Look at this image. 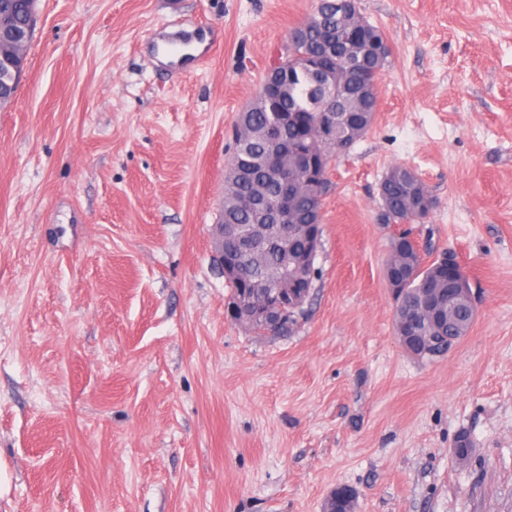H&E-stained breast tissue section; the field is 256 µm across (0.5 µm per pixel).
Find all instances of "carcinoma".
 <instances>
[{
    "label": "carcinoma",
    "mask_w": 512,
    "mask_h": 512,
    "mask_svg": "<svg viewBox=\"0 0 512 512\" xmlns=\"http://www.w3.org/2000/svg\"><path fill=\"white\" fill-rule=\"evenodd\" d=\"M36 0H0V18L11 28L22 30L35 26ZM30 43H16L5 38L0 25V108L11 104L18 81L7 61L27 54ZM391 55L390 39L360 14L358 6L348 12L336 8V0H318L315 11L305 21L290 29L281 53L285 61L282 77L267 74L261 85L263 94L255 93L235 126V143L224 171V203L221 224H239L250 228L261 223L264 209L280 193L278 183L269 180L274 165L307 169L313 163H326L334 154L349 149L372 127L378 110V81ZM308 60L322 69L336 73L343 89L326 106L336 117L339 136L334 144L324 143L317 132L319 103L310 92L308 74L292 62ZM276 123L283 129L288 143L299 151L286 159L275 158L270 149L268 130ZM329 191L327 178L313 185L302 182L296 198L302 211L316 217L322 211ZM381 224H423L435 206L431 192L409 166L390 167L378 188ZM413 230L404 229L390 238L384 264L388 286L401 292L398 311L411 312L429 296L442 294L443 308L450 311L451 322L470 329L477 315V305L468 299L458 304L448 291L444 272L448 252L425 263L424 253L411 243ZM307 247L301 232L288 237V253L265 251L257 261L243 260L239 265L240 281L273 274L283 264H300ZM402 347L415 357L437 361L448 354L447 340H434L427 348L413 344Z\"/></svg>",
    "instance_id": "1"
}]
</instances>
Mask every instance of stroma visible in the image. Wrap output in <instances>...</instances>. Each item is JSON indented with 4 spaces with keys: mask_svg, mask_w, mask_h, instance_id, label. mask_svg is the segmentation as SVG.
I'll return each mask as SVG.
<instances>
[{
    "mask_svg": "<svg viewBox=\"0 0 512 512\" xmlns=\"http://www.w3.org/2000/svg\"><path fill=\"white\" fill-rule=\"evenodd\" d=\"M316 5L38 0L0 110V512H322L339 483L359 512H512V0H360L392 55L329 163L298 331L226 315L229 133ZM193 22L224 40L173 74L153 36ZM396 164L436 198L415 237L478 305L434 362L393 334Z\"/></svg>",
    "mask_w": 512,
    "mask_h": 512,
    "instance_id": "stroma-1",
    "label": "stroma"
}]
</instances>
